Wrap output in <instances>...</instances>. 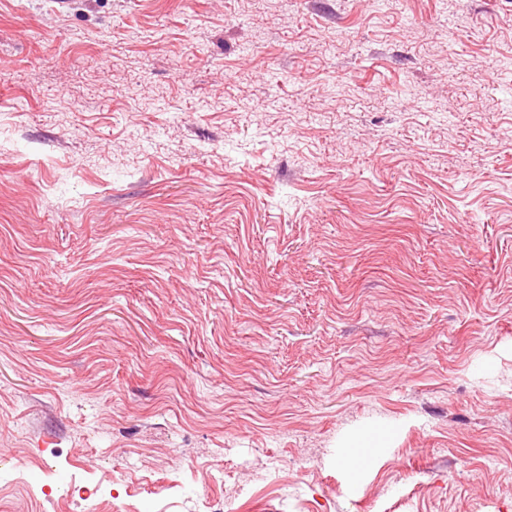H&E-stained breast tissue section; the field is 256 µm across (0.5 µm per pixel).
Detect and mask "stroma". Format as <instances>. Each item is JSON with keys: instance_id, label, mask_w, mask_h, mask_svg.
I'll list each match as a JSON object with an SVG mask.
<instances>
[{"instance_id": "stroma-1", "label": "stroma", "mask_w": 512, "mask_h": 512, "mask_svg": "<svg viewBox=\"0 0 512 512\" xmlns=\"http://www.w3.org/2000/svg\"><path fill=\"white\" fill-rule=\"evenodd\" d=\"M207 500L512 512V0H0V512Z\"/></svg>"}]
</instances>
